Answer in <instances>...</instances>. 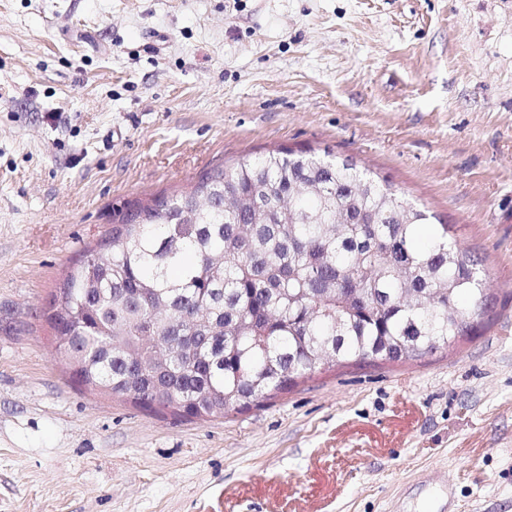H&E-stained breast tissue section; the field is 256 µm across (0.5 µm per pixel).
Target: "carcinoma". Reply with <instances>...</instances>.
<instances>
[{
  "mask_svg": "<svg viewBox=\"0 0 512 512\" xmlns=\"http://www.w3.org/2000/svg\"><path fill=\"white\" fill-rule=\"evenodd\" d=\"M50 316L82 385L242 412L325 366L420 360L491 309L449 226L348 159L278 149L117 211Z\"/></svg>",
  "mask_w": 512,
  "mask_h": 512,
  "instance_id": "1",
  "label": "carcinoma"
}]
</instances>
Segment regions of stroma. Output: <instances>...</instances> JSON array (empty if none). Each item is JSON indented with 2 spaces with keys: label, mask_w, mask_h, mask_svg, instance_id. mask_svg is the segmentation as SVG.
<instances>
[{
  "label": "stroma",
  "mask_w": 512,
  "mask_h": 512,
  "mask_svg": "<svg viewBox=\"0 0 512 512\" xmlns=\"http://www.w3.org/2000/svg\"><path fill=\"white\" fill-rule=\"evenodd\" d=\"M279 148L388 179L496 298L418 361L188 420L49 315L115 210ZM512 512V0H0V512Z\"/></svg>",
  "instance_id": "1"
}]
</instances>
